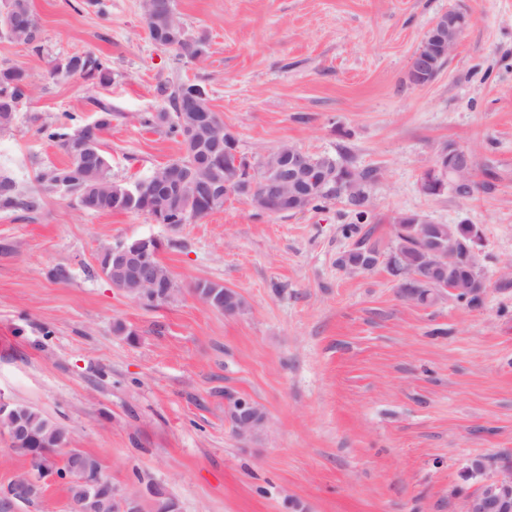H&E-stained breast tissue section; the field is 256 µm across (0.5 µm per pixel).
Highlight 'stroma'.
<instances>
[{"instance_id": "stroma-1", "label": "stroma", "mask_w": 512, "mask_h": 512, "mask_svg": "<svg viewBox=\"0 0 512 512\" xmlns=\"http://www.w3.org/2000/svg\"><path fill=\"white\" fill-rule=\"evenodd\" d=\"M31 0L42 53L0 36V65L26 68L32 96L0 133V172L34 191L68 163L39 128L114 108L102 137L115 179L134 181L180 156L139 117L166 108L160 84L195 80L238 139L260 156L282 143L337 153L378 172L374 235L398 213L479 225L488 288L480 305L403 301L385 270L336 265L349 242L341 201L268 216L231 198L190 224L91 213L50 195L35 213L0 211V400L64 427L94 454L117 495L150 485L180 512H463L479 456L512 463V0H176L207 37L185 63L149 38L141 0ZM471 22L428 86L411 56L435 17ZM112 61L109 87L55 79L54 58ZM449 145L475 154L474 195H424L423 173ZM154 236L180 295L146 307L113 288L102 246ZM212 281L241 295L218 312L191 293ZM259 405L243 438L229 408Z\"/></svg>"}]
</instances>
